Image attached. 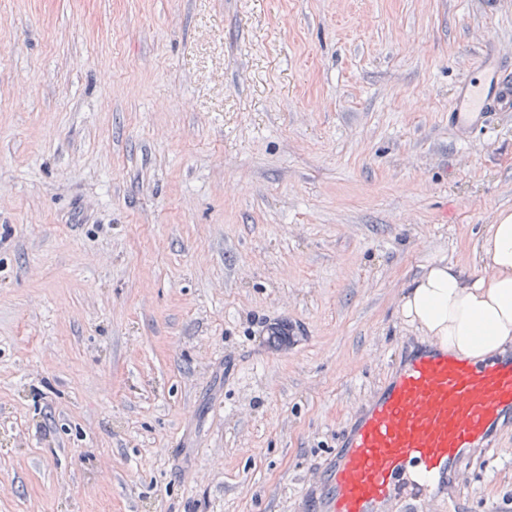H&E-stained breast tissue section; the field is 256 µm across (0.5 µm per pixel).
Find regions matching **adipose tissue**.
<instances>
[{
  "label": "adipose tissue",
  "instance_id": "obj_1",
  "mask_svg": "<svg viewBox=\"0 0 512 512\" xmlns=\"http://www.w3.org/2000/svg\"><path fill=\"white\" fill-rule=\"evenodd\" d=\"M486 272L432 264L412 280L401 313L439 350L476 363L507 356L512 346V215L490 225Z\"/></svg>",
  "mask_w": 512,
  "mask_h": 512
}]
</instances>
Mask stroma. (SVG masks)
I'll use <instances>...</instances> for the list:
<instances>
[{"instance_id":"stroma-1","label":"stroma","mask_w":512,"mask_h":512,"mask_svg":"<svg viewBox=\"0 0 512 512\" xmlns=\"http://www.w3.org/2000/svg\"><path fill=\"white\" fill-rule=\"evenodd\" d=\"M488 53L512 0H0V512H304L512 214ZM493 440L425 512H512ZM484 81L463 85L450 114L458 128L477 124L488 112H512V78L494 59L483 58Z\"/></svg>"}]
</instances>
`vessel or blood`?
Listing matches in <instances>:
<instances>
[{"label":"vessel or blood","mask_w":512,"mask_h":512,"mask_svg":"<svg viewBox=\"0 0 512 512\" xmlns=\"http://www.w3.org/2000/svg\"><path fill=\"white\" fill-rule=\"evenodd\" d=\"M484 78L463 85L456 127L512 112V75L483 58ZM512 413V359L476 365L428 348L408 355L362 404L333 464L316 468L307 512H418L440 478L462 477L467 449H492V428Z\"/></svg>","instance_id":"obj_1"}]
</instances>
